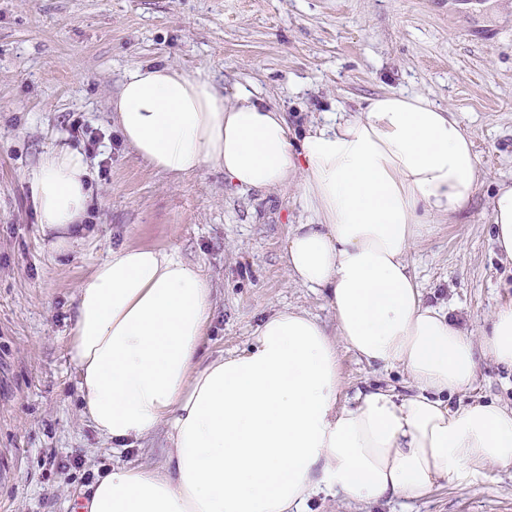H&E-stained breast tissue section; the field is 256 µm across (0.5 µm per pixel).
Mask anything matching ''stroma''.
<instances>
[{"label":"stroma","instance_id":"obj_1","mask_svg":"<svg viewBox=\"0 0 512 512\" xmlns=\"http://www.w3.org/2000/svg\"><path fill=\"white\" fill-rule=\"evenodd\" d=\"M169 62L209 71L225 94L257 90L296 130L383 93L422 94L457 112L484 176L468 207L437 221L410 253L425 302L480 332L512 303V262L491 231L497 183H512V8L502 0H0V512H74L116 463L162 467L164 434L113 448L79 415L67 358L79 281L123 245L173 250L215 288L201 349L248 348L265 313L306 310L335 330L325 297L289 282L295 189L244 190L206 167L186 178L151 168L124 143L111 102L130 68ZM68 147L89 163L80 243L64 253L39 233L25 171ZM347 393H410L397 367L340 351ZM512 407V371L481 361L455 402ZM310 512H512V468L418 500L366 503L319 492Z\"/></svg>","mask_w":512,"mask_h":512}]
</instances>
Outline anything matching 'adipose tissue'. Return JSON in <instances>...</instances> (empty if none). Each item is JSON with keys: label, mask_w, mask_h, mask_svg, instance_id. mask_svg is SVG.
Masks as SVG:
<instances>
[{"label": "adipose tissue", "mask_w": 512, "mask_h": 512, "mask_svg": "<svg viewBox=\"0 0 512 512\" xmlns=\"http://www.w3.org/2000/svg\"><path fill=\"white\" fill-rule=\"evenodd\" d=\"M122 139L152 168L223 170L239 187L295 188L310 215L284 245L290 282L322 292L336 330L306 311L271 310L250 348L204 358L215 308L198 267L147 246L110 250L76 292L68 357L80 414L113 446L164 433L163 468L104 470L87 512H306L328 489L376 502L512 466V408L451 406L480 360L512 370V304L472 334L425 304L409 261L435 220L462 210L480 168L455 112L386 93L296 135L247 87L225 96L211 74L135 64L112 101ZM42 236L65 252L83 230L85 157L45 153L25 173ZM490 223L512 258V184ZM400 367L413 394L363 389L343 399L337 350Z\"/></svg>", "instance_id": "obj_1"}]
</instances>
